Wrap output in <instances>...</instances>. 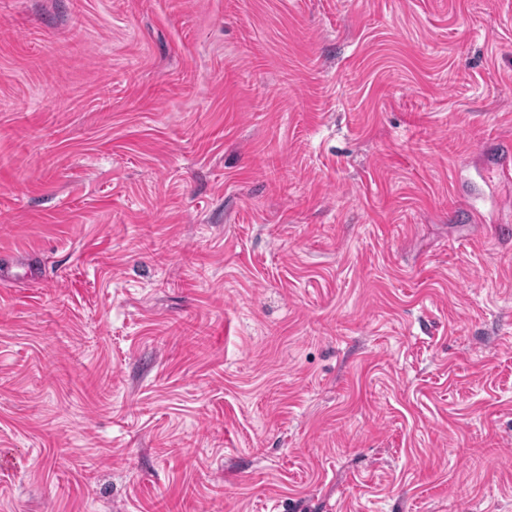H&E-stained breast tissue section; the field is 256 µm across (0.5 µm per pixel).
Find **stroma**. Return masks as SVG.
I'll return each mask as SVG.
<instances>
[{"instance_id":"obj_1","label":"stroma","mask_w":512,"mask_h":512,"mask_svg":"<svg viewBox=\"0 0 512 512\" xmlns=\"http://www.w3.org/2000/svg\"><path fill=\"white\" fill-rule=\"evenodd\" d=\"M512 0H0V512H512Z\"/></svg>"}]
</instances>
